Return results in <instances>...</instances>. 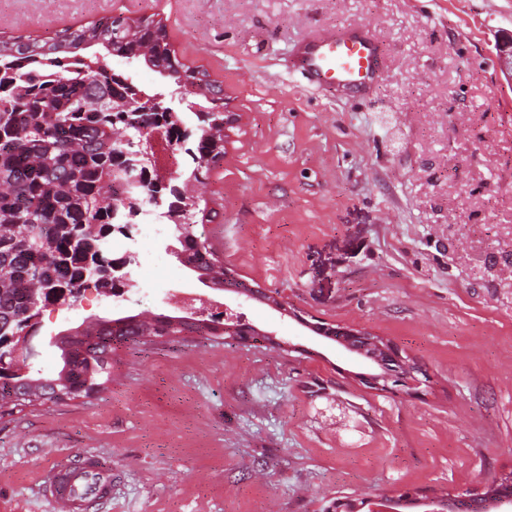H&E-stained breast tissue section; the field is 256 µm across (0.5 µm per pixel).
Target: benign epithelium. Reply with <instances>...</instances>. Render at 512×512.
<instances>
[{
    "mask_svg": "<svg viewBox=\"0 0 512 512\" xmlns=\"http://www.w3.org/2000/svg\"><path fill=\"white\" fill-rule=\"evenodd\" d=\"M496 64L508 83L512 84L511 33H504L498 38ZM131 90L135 92L134 99L120 100L115 93L105 87L102 93L94 98V102L99 106L106 105L110 100L116 102V106L111 109V112L114 113L112 121H122L128 127L138 128L146 139L147 148L144 150L132 151L122 146L116 148L112 152V164L115 169H123L128 173L135 172L130 179V185L133 187L152 182L154 188L157 189L154 197L157 204L160 205L165 198V189L171 185V180L167 177L156 178L157 166L152 151L153 136L163 134L164 129L156 126L147 128L139 126V120L134 117L132 106L133 102H138V111L142 112L155 107L160 100L164 99V96L158 94L149 97L134 86L131 87ZM127 264L128 260L125 258L112 260L110 266L105 263L101 264L98 269V286L105 290L110 284L116 288L120 287L124 276L118 275V272L126 268ZM224 280L225 290L238 297L263 303L280 315L295 320L315 334L336 342L355 358L365 360L367 370L352 374L353 381L358 385L376 392H388L397 387L412 389L420 384L418 378V374L421 373L420 368L388 338L355 326L341 324L335 326L320 320L313 322L301 311L283 301L276 293L258 284H247L235 288L231 286V283L238 280V275L228 267L224 268ZM27 333L26 329L18 331L15 335L8 337V341L0 344V347L4 348L3 354L0 355V365L9 375L22 376L28 372L27 356L32 354V351L28 347ZM256 336L265 337L274 348L285 346V342L277 339L274 333L259 331L254 326L238 320L231 309L224 308V339L239 344H248ZM474 499L489 500L500 506L512 505V476L506 480H493L487 483L484 492L480 494H451L447 497L433 498L428 501V505L432 506L430 512H457L460 502Z\"/></svg>",
    "mask_w": 512,
    "mask_h": 512,
    "instance_id": "benign-epithelium-1",
    "label": "benign epithelium"
}]
</instances>
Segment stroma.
I'll return each instance as SVG.
<instances>
[{
	"label": "stroma",
	"mask_w": 512,
	"mask_h": 512,
	"mask_svg": "<svg viewBox=\"0 0 512 512\" xmlns=\"http://www.w3.org/2000/svg\"><path fill=\"white\" fill-rule=\"evenodd\" d=\"M107 15H152L187 65L220 85L239 122L200 192L197 225L240 279L322 321L391 339L428 374L418 394L355 386L365 369L268 306L207 287L138 240L143 294L89 287L42 309L30 345L96 318L232 307L286 346L216 336L117 345L87 398L0 417V512H59L41 490L59 455H96L112 497L87 512H325L479 491L512 475V86L494 57L512 0H0V37L46 38ZM366 26L384 74L356 100L310 88L290 49Z\"/></svg>",
	"instance_id": "35a3bbf8"
}]
</instances>
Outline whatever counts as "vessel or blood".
Segmentation results:
<instances>
[{"label":"vessel or blood","instance_id":"1","mask_svg":"<svg viewBox=\"0 0 512 512\" xmlns=\"http://www.w3.org/2000/svg\"><path fill=\"white\" fill-rule=\"evenodd\" d=\"M295 56L309 85L347 97L369 93L382 72L381 47L361 26L311 36L297 46ZM42 491L60 512H85L89 499L111 497L112 474L94 456L78 465L59 458L47 467Z\"/></svg>","mask_w":512,"mask_h":512}]
</instances>
